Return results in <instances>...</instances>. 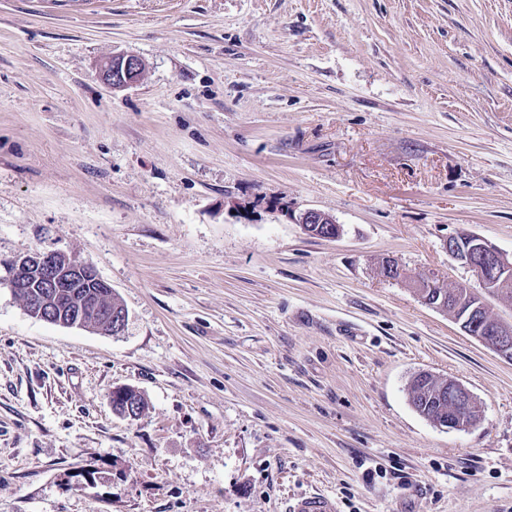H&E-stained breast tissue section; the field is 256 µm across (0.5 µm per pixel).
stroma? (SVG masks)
I'll return each instance as SVG.
<instances>
[{
    "label": "stroma",
    "mask_w": 512,
    "mask_h": 512,
    "mask_svg": "<svg viewBox=\"0 0 512 512\" xmlns=\"http://www.w3.org/2000/svg\"><path fill=\"white\" fill-rule=\"evenodd\" d=\"M459 231L512 256V0H0V260L91 263L128 314L0 282V512H512V362L413 286L478 288ZM420 370L477 425L416 413ZM143 61L133 53L112 56L100 70V80L112 88H123L135 83L139 78ZM296 221L298 224H302L303 227L308 225V233L310 234H315L320 229L321 225H318V227L315 230H313L314 224H336V234L333 233L323 236V238L326 239H336L342 234L340 225L336 223L334 218L321 210L313 208L305 209L299 213L298 217L296 218ZM9 273V284L27 294L28 314L51 324L78 327L107 335L119 334L127 313L112 307V288L90 263L78 262L57 251H34L8 262L0 261ZM64 288H79L73 300L64 298ZM408 393L410 397V403L415 409L423 408V410L429 412V414H435L437 405L440 406L445 400H447L450 409L448 410V418L444 415L441 419H436L434 416L430 422L440 430L446 431H461L469 429L476 425L473 419L469 415L470 408L476 401L474 395L466 388L461 382L456 379L448 378V390H440L434 393V400H430L432 392H434L435 385L429 384L425 391L415 383L411 382L410 379L407 383ZM415 411L421 416L418 410ZM290 508V512H337L336 501L326 495L299 497Z\"/></svg>",
    "instance_id": "stroma-1"
}]
</instances>
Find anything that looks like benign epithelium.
<instances>
[{
    "instance_id": "benign-epithelium-1",
    "label": "benign epithelium",
    "mask_w": 512,
    "mask_h": 512,
    "mask_svg": "<svg viewBox=\"0 0 512 512\" xmlns=\"http://www.w3.org/2000/svg\"><path fill=\"white\" fill-rule=\"evenodd\" d=\"M143 61L133 53L112 56L100 70V80L112 88H123L135 83L141 72ZM297 223L310 227L316 224H333L334 218L317 209L301 211ZM444 247L457 262L471 271L485 285L488 295L512 288V258L507 257L493 243L484 237L469 234L464 241L451 235L444 241ZM9 273V284L19 294H27L28 314L51 324L78 327L107 335L119 334L126 323L127 313L119 305H112V288L97 273L90 263L78 262L57 251H34L3 263ZM378 274L385 280H401L405 276L403 267L393 258H386L378 267ZM441 277L425 273L414 279V288L420 300L428 307L450 316L467 335L492 349L500 358L512 362V321L500 318L486 320L481 312L484 299L472 293L474 300L459 312L460 305L453 299L436 301L431 298L430 288ZM434 400L441 404L448 402V416L431 419L440 430L461 431L475 425L469 415L476 401L474 395L461 382L448 379V389L435 393Z\"/></svg>"
}]
</instances>
